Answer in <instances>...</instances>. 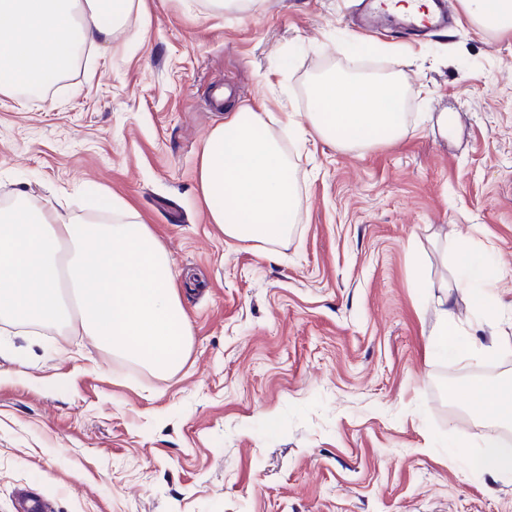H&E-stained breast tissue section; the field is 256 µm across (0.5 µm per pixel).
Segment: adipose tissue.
<instances>
[{
    "label": "adipose tissue",
    "mask_w": 512,
    "mask_h": 512,
    "mask_svg": "<svg viewBox=\"0 0 512 512\" xmlns=\"http://www.w3.org/2000/svg\"><path fill=\"white\" fill-rule=\"evenodd\" d=\"M482 31L512 34V0H460ZM132 0H0V73L8 90L40 86L86 44L109 41L125 26ZM111 14L110 24L99 16ZM402 86L335 77L312 88L308 121L320 137L353 148L389 143L406 133L389 103ZM290 162L265 115L240 106L208 135L197 174L208 219L230 240L274 244L288 235L297 209ZM455 286L439 287L433 342L451 348L465 330L453 291L474 309L487 306L490 280L483 258L460 251ZM76 317L93 345L148 371L169 375L183 365L190 320L175 288L167 252L143 224L78 220L21 199L0 212V318L55 325ZM468 407L512 424V380L464 389ZM480 475L512 480V441L485 437L476 460Z\"/></svg>",
    "instance_id": "ef3b65f1"
}]
</instances>
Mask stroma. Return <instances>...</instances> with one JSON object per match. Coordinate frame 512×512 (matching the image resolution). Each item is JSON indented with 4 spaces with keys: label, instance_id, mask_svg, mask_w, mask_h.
Here are the masks:
<instances>
[{
    "label": "stroma",
    "instance_id": "stroma-1",
    "mask_svg": "<svg viewBox=\"0 0 512 512\" xmlns=\"http://www.w3.org/2000/svg\"><path fill=\"white\" fill-rule=\"evenodd\" d=\"M359 0H134L124 30L55 84L0 93V203L132 211L166 249L191 323L157 375L79 326L0 322V512H512V481L467 461L491 428L459 390L512 379L429 344V287L460 246L512 266V36L467 16L417 39L358 38ZM392 69L406 134L344 149L273 127L298 199L287 239L209 224L196 182L231 108L307 126L312 85ZM482 341L512 340V278Z\"/></svg>",
    "mask_w": 512,
    "mask_h": 512
}]
</instances>
